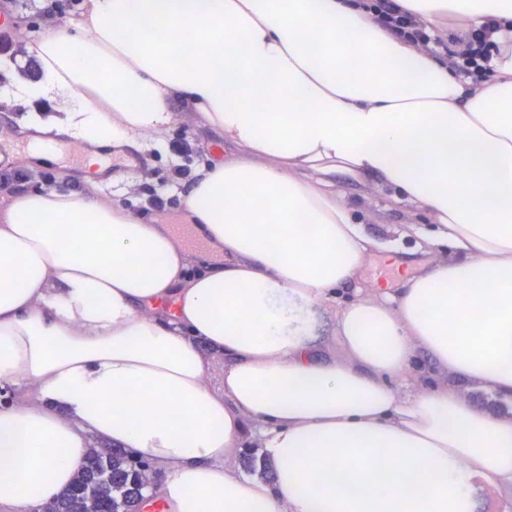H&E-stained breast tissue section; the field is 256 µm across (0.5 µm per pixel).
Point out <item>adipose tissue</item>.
I'll return each instance as SVG.
<instances>
[{
	"mask_svg": "<svg viewBox=\"0 0 512 512\" xmlns=\"http://www.w3.org/2000/svg\"><path fill=\"white\" fill-rule=\"evenodd\" d=\"M433 36L494 21V74L393 35L364 0H85L27 37L26 125L101 149L199 121L237 154L183 217L43 186L0 208V512H40L92 444L161 474L163 512H479L512 490V0H398ZM379 177L433 260L337 301L378 248L336 190ZM345 358L320 354L315 307ZM224 378L212 387L213 355ZM431 368L422 370L418 359ZM256 432L276 474L227 465ZM469 400L478 406L485 408L497 414L510 413V406L496 397V395L487 390H470L467 392Z\"/></svg>",
	"mask_w": 512,
	"mask_h": 512,
	"instance_id": "obj_1",
	"label": "adipose tissue"
}]
</instances>
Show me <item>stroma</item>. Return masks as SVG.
Segmentation results:
<instances>
[{"label": "stroma", "instance_id": "stroma-1", "mask_svg": "<svg viewBox=\"0 0 512 512\" xmlns=\"http://www.w3.org/2000/svg\"><path fill=\"white\" fill-rule=\"evenodd\" d=\"M83 2L0 0V19L10 16L22 20L20 33L12 37L11 54L26 59V32L48 31L70 23L78 17ZM1 127L6 128L7 133L0 138V176L9 173L13 179L6 183L0 180V199L42 184L59 185L79 193L90 190L103 200H117L130 209L158 214L173 231L179 232L181 242L189 251L207 250V243L194 231L182 229L180 197L188 190L189 183L174 173L179 166L193 172L210 163L212 148L220 136L202 122L178 127L168 135L165 147L143 151V163L137 170L108 180L98 175L86 176L82 151L69 144L58 149L54 160L32 167L30 150L35 134L21 122L19 112L4 102H0ZM180 144L186 145V153H176L175 148ZM336 187L345 195L369 234L396 243L395 248L372 252L358 272L356 287L366 289L378 282L398 287L400 273L416 271L423 260L422 254L413 252L412 239L405 236L409 224L416 220L411 207L394 202L388 191H376L371 185L349 178H337ZM156 194L163 198V208L153 204L152 197Z\"/></svg>", "mask_w": 512, "mask_h": 512}]
</instances>
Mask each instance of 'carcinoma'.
Listing matches in <instances>:
<instances>
[{
    "mask_svg": "<svg viewBox=\"0 0 512 512\" xmlns=\"http://www.w3.org/2000/svg\"><path fill=\"white\" fill-rule=\"evenodd\" d=\"M149 463L122 448H92L86 468L55 502V512H73L76 499L93 512H140L150 483Z\"/></svg>",
    "mask_w": 512,
    "mask_h": 512,
    "instance_id": "obj_1",
    "label": "carcinoma"
}]
</instances>
